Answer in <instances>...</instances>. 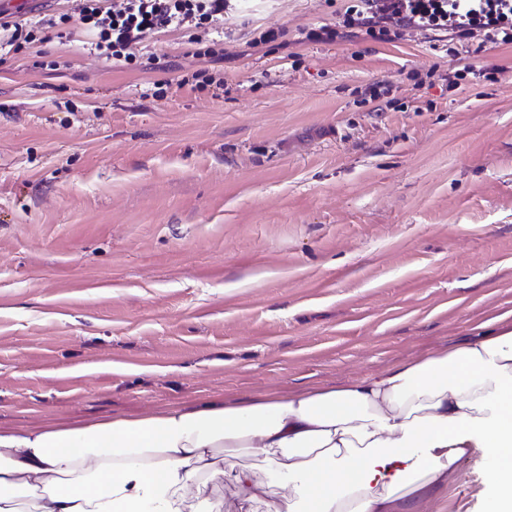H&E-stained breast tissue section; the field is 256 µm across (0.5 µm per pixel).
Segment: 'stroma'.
<instances>
[{
  "mask_svg": "<svg viewBox=\"0 0 512 512\" xmlns=\"http://www.w3.org/2000/svg\"><path fill=\"white\" fill-rule=\"evenodd\" d=\"M347 5L243 0L222 55L131 69L75 23L0 47L1 427L337 386L512 311V46L300 41Z\"/></svg>",
  "mask_w": 512,
  "mask_h": 512,
  "instance_id": "1",
  "label": "stroma"
}]
</instances>
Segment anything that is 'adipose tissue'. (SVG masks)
I'll return each instance as SVG.
<instances>
[{
    "label": "adipose tissue",
    "instance_id": "1",
    "mask_svg": "<svg viewBox=\"0 0 512 512\" xmlns=\"http://www.w3.org/2000/svg\"><path fill=\"white\" fill-rule=\"evenodd\" d=\"M495 322V335L335 388L0 427V512L22 496L34 512H203L209 473L266 512L298 497L305 512H447L471 458L493 468L485 512H512V316Z\"/></svg>",
    "mask_w": 512,
    "mask_h": 512
}]
</instances>
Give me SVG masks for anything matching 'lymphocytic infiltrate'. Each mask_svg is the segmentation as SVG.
<instances>
[{
    "label": "lymphocytic infiltrate",
    "mask_w": 512,
    "mask_h": 512,
    "mask_svg": "<svg viewBox=\"0 0 512 512\" xmlns=\"http://www.w3.org/2000/svg\"><path fill=\"white\" fill-rule=\"evenodd\" d=\"M232 0H80L78 23L92 37L98 57L134 65L136 48L167 30L204 28L223 33ZM448 32L459 40L480 38L493 46L512 45V0H354L339 26L304 31L309 41L329 43L363 33L388 43L404 32Z\"/></svg>",
    "instance_id": "1"
}]
</instances>
